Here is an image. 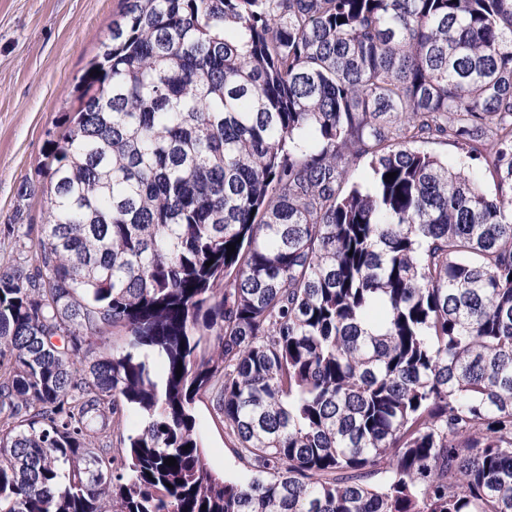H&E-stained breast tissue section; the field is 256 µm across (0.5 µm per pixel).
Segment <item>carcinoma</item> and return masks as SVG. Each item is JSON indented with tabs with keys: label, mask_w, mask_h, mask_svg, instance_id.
Instances as JSON below:
<instances>
[{
	"label": "carcinoma",
	"mask_w": 512,
	"mask_h": 512,
	"mask_svg": "<svg viewBox=\"0 0 512 512\" xmlns=\"http://www.w3.org/2000/svg\"><path fill=\"white\" fill-rule=\"evenodd\" d=\"M120 3L0 265V512H512V0ZM197 429L213 471L225 479H235L246 473V467L234 453L228 441L224 425L209 399L197 401L194 406Z\"/></svg>",
	"instance_id": "1"
}]
</instances>
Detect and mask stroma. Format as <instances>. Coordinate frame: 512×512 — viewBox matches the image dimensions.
Masks as SVG:
<instances>
[{"mask_svg":"<svg viewBox=\"0 0 512 512\" xmlns=\"http://www.w3.org/2000/svg\"><path fill=\"white\" fill-rule=\"evenodd\" d=\"M118 9V0H0V264L24 255L5 225L47 220V134L76 108L72 87L108 40ZM194 415L213 471L244 475L210 400L196 402Z\"/></svg>","mask_w":512,"mask_h":512,"instance_id":"stroma-1","label":"stroma"}]
</instances>
